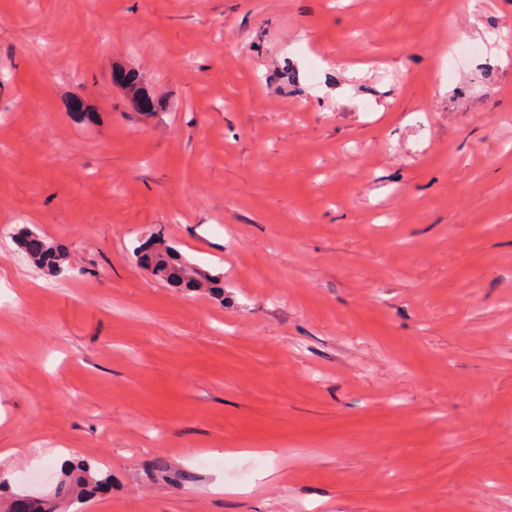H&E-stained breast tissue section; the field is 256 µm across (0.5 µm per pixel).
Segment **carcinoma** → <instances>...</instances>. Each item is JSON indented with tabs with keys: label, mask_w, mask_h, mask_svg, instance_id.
Instances as JSON below:
<instances>
[{
	"label": "carcinoma",
	"mask_w": 512,
	"mask_h": 512,
	"mask_svg": "<svg viewBox=\"0 0 512 512\" xmlns=\"http://www.w3.org/2000/svg\"><path fill=\"white\" fill-rule=\"evenodd\" d=\"M112 81L122 86L135 106L142 112L155 108V98L139 81L135 72L121 67L112 69ZM26 257L33 264L51 273L63 271L66 254L57 246L31 230L20 235ZM147 250L155 254V267L151 275L173 288H187L196 292L219 294L221 278L217 274L203 271L188 260L178 258L177 250L167 240L154 237ZM107 484V477L89 464L71 467L59 478L51 496L36 500L19 499L10 507V512H57V501L68 497H81L93 489Z\"/></svg>",
	"instance_id": "1"
}]
</instances>
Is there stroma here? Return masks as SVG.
<instances>
[{
  "instance_id": "obj_1",
  "label": "stroma",
  "mask_w": 512,
  "mask_h": 512,
  "mask_svg": "<svg viewBox=\"0 0 512 512\" xmlns=\"http://www.w3.org/2000/svg\"><path fill=\"white\" fill-rule=\"evenodd\" d=\"M503 31L512 0H0V508L60 448L110 483L59 512H512ZM112 81L122 86L135 106L141 112H153L155 98L150 90L144 87L134 71L121 67L112 69ZM20 238L26 257L30 262L51 273L63 271L67 257L60 248L31 230L22 231ZM147 250L155 254L156 259L151 275L172 288H187L216 295L220 293V288H224L221 286L219 275L203 271L188 260L179 259L175 247L164 238L153 237ZM189 267H192L195 273H191Z\"/></svg>"
}]
</instances>
